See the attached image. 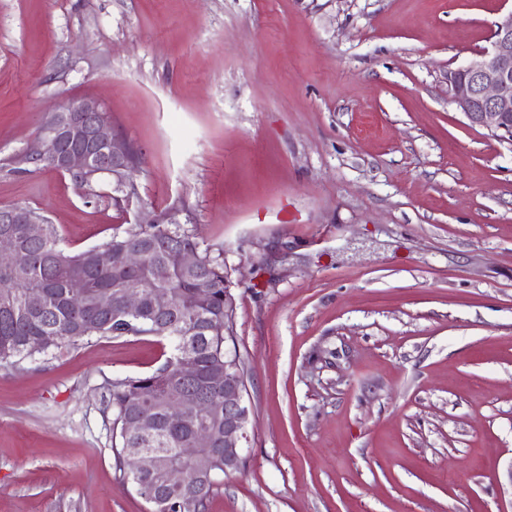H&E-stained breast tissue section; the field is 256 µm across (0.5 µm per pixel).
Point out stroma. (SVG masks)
I'll return each mask as SVG.
<instances>
[{"label":"stroma","instance_id":"stroma-1","mask_svg":"<svg viewBox=\"0 0 512 512\" xmlns=\"http://www.w3.org/2000/svg\"><path fill=\"white\" fill-rule=\"evenodd\" d=\"M512 0H0V207L68 251L186 206L223 250L249 408L208 512H512V141L448 72ZM98 100L140 153L117 210L18 172ZM154 336L0 365V512H147L112 451V379Z\"/></svg>","mask_w":512,"mask_h":512}]
</instances>
